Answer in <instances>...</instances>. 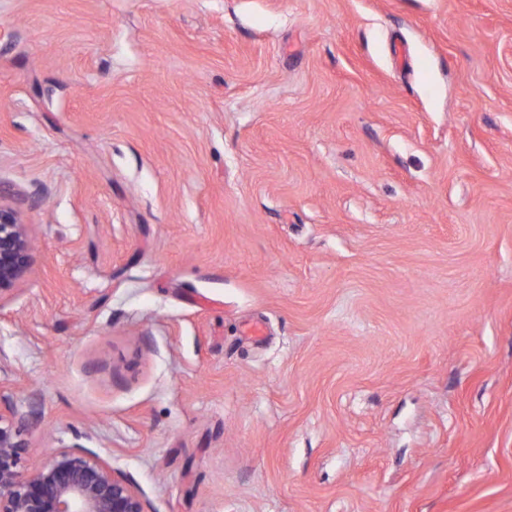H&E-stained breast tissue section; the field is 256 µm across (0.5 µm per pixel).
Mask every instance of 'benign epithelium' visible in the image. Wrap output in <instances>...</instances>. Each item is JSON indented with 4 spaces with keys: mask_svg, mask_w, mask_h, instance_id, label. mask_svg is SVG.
<instances>
[{
    "mask_svg": "<svg viewBox=\"0 0 512 512\" xmlns=\"http://www.w3.org/2000/svg\"><path fill=\"white\" fill-rule=\"evenodd\" d=\"M31 245L27 225L0 206V297L26 277ZM21 420L0 409V512H150L123 473L79 444L53 450L31 474L20 469Z\"/></svg>",
    "mask_w": 512,
    "mask_h": 512,
    "instance_id": "obj_1",
    "label": "benign epithelium"
}]
</instances>
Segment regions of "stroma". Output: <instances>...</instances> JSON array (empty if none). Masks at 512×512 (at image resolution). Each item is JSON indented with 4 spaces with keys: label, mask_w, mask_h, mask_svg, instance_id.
<instances>
[{
    "label": "stroma",
    "mask_w": 512,
    "mask_h": 512,
    "mask_svg": "<svg viewBox=\"0 0 512 512\" xmlns=\"http://www.w3.org/2000/svg\"><path fill=\"white\" fill-rule=\"evenodd\" d=\"M22 468L151 512H512V0H0ZM30 255L27 224H22L14 210L0 205V299L26 277Z\"/></svg>",
    "instance_id": "35a3bbf8"
}]
</instances>
